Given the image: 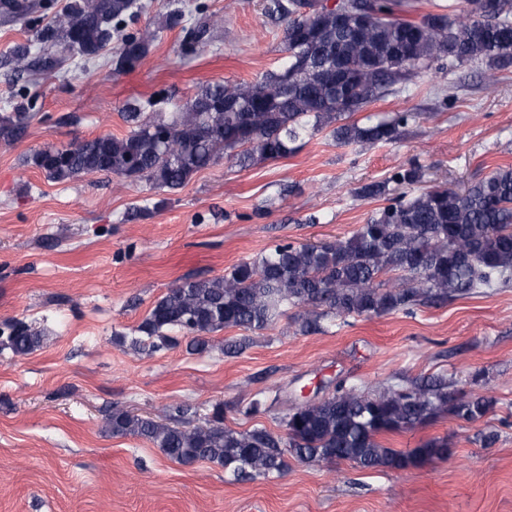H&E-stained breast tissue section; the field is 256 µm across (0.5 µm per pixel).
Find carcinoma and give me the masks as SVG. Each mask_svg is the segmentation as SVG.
Returning <instances> with one entry per match:
<instances>
[{
  "instance_id": "cac0c4a2",
  "label": "carcinoma",
  "mask_w": 512,
  "mask_h": 512,
  "mask_svg": "<svg viewBox=\"0 0 512 512\" xmlns=\"http://www.w3.org/2000/svg\"><path fill=\"white\" fill-rule=\"evenodd\" d=\"M361 22L348 25L317 0H270L267 12L288 19L282 68L255 82L200 86L172 113L156 119L139 101L128 104V134L73 142L51 160L44 151L32 163L55 181L105 172L146 180L159 190L182 187L195 173L227 155L242 167L295 154L330 129L336 143L394 141L400 128L419 118L401 112L391 119L359 122L352 116L391 87L432 63L481 62L495 71L512 65V0H463L444 14L407 19L405 0H348ZM135 0H73L51 23L36 31L46 46H63L95 56L119 42L115 70L127 50L144 59L155 36L124 33ZM219 20L189 32L204 44ZM32 101L22 99L0 114V137L22 138ZM348 121L341 124V117ZM512 283V167H500L461 191L435 188L397 197L350 236L318 245L279 244L259 258L242 260L222 277L185 279L155 303L138 326L132 345L156 351L168 345L166 332L190 337L202 352L208 334L226 327L265 330L288 313L303 334L321 329L327 318L380 316L440 304L479 288ZM42 330L18 320L0 342L15 356L40 346ZM492 400L476 395L448 403L446 385H391L365 395L342 385L318 402L291 407L285 435L264 427L244 432L224 428L223 409L204 425H188L192 407H174L176 422H159L122 409L107 426L114 435L153 443L171 460L210 461L237 478L281 473L286 456L301 462L348 460L362 468L402 470L448 456V441L431 439L405 453L381 442L388 434L429 423L445 409L466 421L484 417Z\"/></svg>"
}]
</instances>
